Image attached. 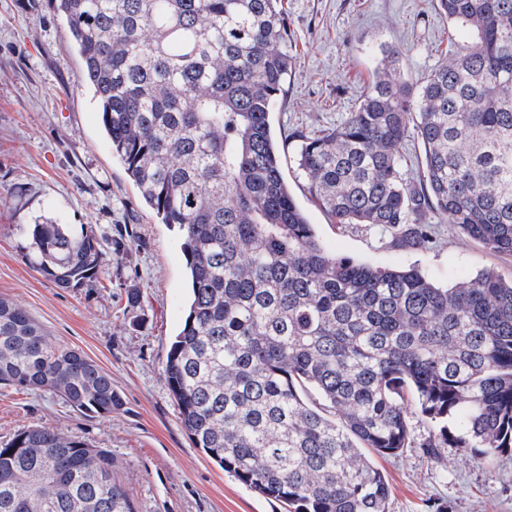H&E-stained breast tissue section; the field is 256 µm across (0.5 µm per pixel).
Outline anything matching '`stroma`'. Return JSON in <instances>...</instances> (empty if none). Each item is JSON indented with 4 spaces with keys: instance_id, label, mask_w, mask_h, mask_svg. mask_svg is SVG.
Here are the masks:
<instances>
[{
    "instance_id": "35a3bbf8",
    "label": "stroma",
    "mask_w": 512,
    "mask_h": 512,
    "mask_svg": "<svg viewBox=\"0 0 512 512\" xmlns=\"http://www.w3.org/2000/svg\"><path fill=\"white\" fill-rule=\"evenodd\" d=\"M292 68L272 114L284 144L283 172L321 244L357 262L421 267L441 286L492 269L512 277V257L489 252L451 224L435 227L427 251L392 245L384 228L332 224L310 199L298 168L300 134L336 125L355 111L382 47L421 83L449 42L470 40L438 0H283ZM48 218L82 224L111 240L130 237L93 288H59L25 258L19 225ZM184 239L157 219L112 155L66 22L49 0H0V298L40 322L112 376L122 398L105 416L83 414L54 394L0 384V442L47 425L109 449L137 512H287L224 472L194 447L167 388L164 369L185 320ZM142 298L129 305L128 289ZM415 447L378 461L391 491L390 512H512V455Z\"/></svg>"
}]
</instances>
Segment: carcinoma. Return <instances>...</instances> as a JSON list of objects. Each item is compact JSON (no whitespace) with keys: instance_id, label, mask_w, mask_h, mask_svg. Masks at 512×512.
<instances>
[{"instance_id":"obj_1","label":"carcinoma","mask_w":512,"mask_h":512,"mask_svg":"<svg viewBox=\"0 0 512 512\" xmlns=\"http://www.w3.org/2000/svg\"><path fill=\"white\" fill-rule=\"evenodd\" d=\"M472 39L424 82L382 51L354 112L298 134L311 198L344 224L427 250L456 226L512 256V0H439ZM112 154L183 235L190 289L165 381L194 446L289 512H388L371 453H512V280L449 288L327 251L280 168L271 115L292 66L282 0H50ZM424 148L409 173L410 139ZM59 288L97 285L84 228L22 224ZM0 383L106 415L112 376L0 299ZM112 454L49 426L0 443V512H135Z\"/></svg>"}]
</instances>
